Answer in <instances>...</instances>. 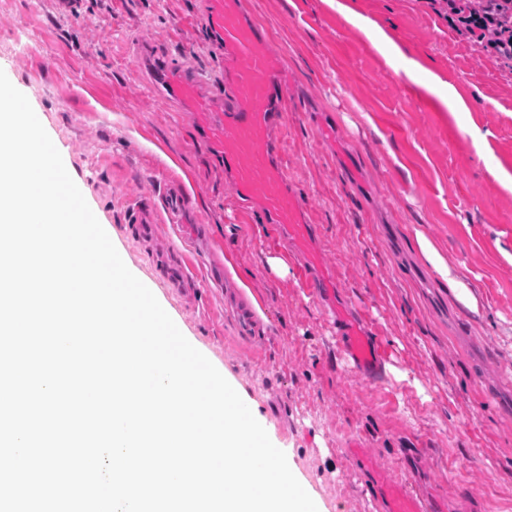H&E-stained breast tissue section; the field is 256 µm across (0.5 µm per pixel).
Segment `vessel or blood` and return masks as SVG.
<instances>
[{
  "instance_id": "vessel-or-blood-1",
  "label": "vessel or blood",
  "mask_w": 512,
  "mask_h": 512,
  "mask_svg": "<svg viewBox=\"0 0 512 512\" xmlns=\"http://www.w3.org/2000/svg\"><path fill=\"white\" fill-rule=\"evenodd\" d=\"M223 3L216 26L224 55L225 96L204 97L202 88L211 80L204 71L163 64L158 83L196 113L203 140L231 178L239 203L259 210L294 246L313 296L329 297L335 292L336 278L320 262L314 228L305 217L301 196L288 182V164L276 139L286 121L288 97L281 59L265 29L245 12L242 0ZM160 208L170 223H182L188 206L181 184L164 186ZM335 315L341 348L354 371L370 379L381 376L384 358L362 320L343 304L337 305ZM350 455L383 512H445V504L407 491L397 475L377 469L361 446L351 448Z\"/></svg>"
}]
</instances>
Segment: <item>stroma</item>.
Here are the masks:
<instances>
[{"label":"stroma","instance_id":"1","mask_svg":"<svg viewBox=\"0 0 512 512\" xmlns=\"http://www.w3.org/2000/svg\"><path fill=\"white\" fill-rule=\"evenodd\" d=\"M288 77L280 147L337 301L358 306L387 356L371 380L347 364L336 321L290 251L155 88L139 49L203 70L224 61L202 18L215 0H0V70L29 99L129 270L188 341L258 408L272 443L327 512H380L348 450L361 443L448 512H512V73L425 0H343L394 33L383 57L329 0H243ZM25 29L28 49L15 46ZM417 59L468 106L453 113L406 74ZM474 127L476 151L461 128ZM176 181L185 223L141 234L132 212ZM424 233L478 299L459 301L421 253ZM259 324L243 337L237 306Z\"/></svg>","mask_w":512,"mask_h":512}]
</instances>
